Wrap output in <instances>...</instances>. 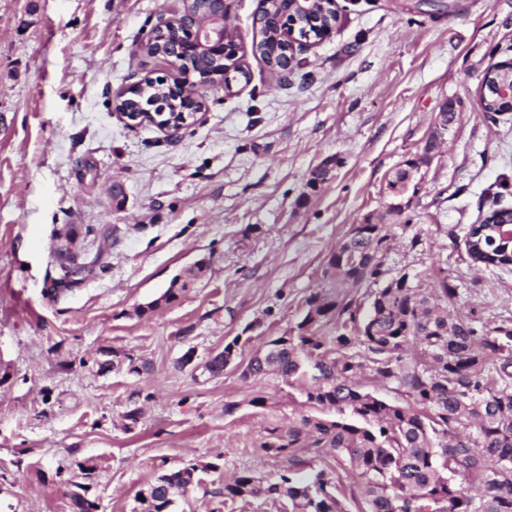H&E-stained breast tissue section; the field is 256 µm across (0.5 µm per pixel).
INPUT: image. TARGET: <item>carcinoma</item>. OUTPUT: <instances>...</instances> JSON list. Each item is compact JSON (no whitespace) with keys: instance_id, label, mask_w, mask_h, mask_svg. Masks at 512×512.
<instances>
[{"instance_id":"1","label":"carcinoma","mask_w":512,"mask_h":512,"mask_svg":"<svg viewBox=\"0 0 512 512\" xmlns=\"http://www.w3.org/2000/svg\"><path fill=\"white\" fill-rule=\"evenodd\" d=\"M261 15L260 40L253 44L272 71L287 57L275 37L271 20L281 6L267 0ZM202 73L224 77L221 56L195 62ZM512 85V68L494 74L487 89V112H507L498 87ZM130 112H181L184 100L160 81L148 80L142 93L115 109ZM474 262L508 267L504 238L469 230ZM389 234L380 227L358 228L350 243L329 258L324 270L354 288L374 287L365 313L353 302L319 291L307 298L308 309L288 333L269 341L250 358L243 377L272 370L299 379L314 371L303 385L305 403L316 413L303 416L283 431H268L260 448L265 455L288 458V467L272 476L242 472L224 483V497L245 500L283 497L291 512H512V322L491 329L472 316L450 309L458 288L448 283L424 291L408 274L391 280L379 254ZM334 326L326 336L322 327ZM210 362V376L224 373L232 353ZM127 361L129 373L140 375L150 364L112 352ZM380 383L399 392L405 402H390L369 390ZM334 411V419L322 416ZM302 448L311 457L336 454V463H349L357 492L342 495L339 478L326 472L312 478L300 475L308 464L296 456ZM195 467L165 470L140 490L137 512H170L178 496L187 494ZM73 512H89L71 479Z\"/></svg>"}]
</instances>
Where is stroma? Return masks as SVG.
<instances>
[{"mask_svg": "<svg viewBox=\"0 0 512 512\" xmlns=\"http://www.w3.org/2000/svg\"><path fill=\"white\" fill-rule=\"evenodd\" d=\"M336 4L332 34L283 80L252 51L257 0H230L244 73L170 137L128 125L114 96L173 76L137 48L182 0H0V512H72L74 481L95 512H135L156 475L189 465L174 512H288L224 496L242 471L282 469L260 444L310 412L300 383L240 367L311 293L368 306V288L324 278L328 257L386 213L389 179L447 101L455 117L380 260L424 289L447 269L457 313L512 321V268L476 264L466 246L471 225L512 207V112L477 104L485 70L512 61V0ZM326 162L330 179L309 188ZM71 224L90 270L64 285L53 247ZM178 275L186 290L148 310ZM243 334L235 364L201 374ZM112 350L149 372H99Z\"/></svg>", "mask_w": 512, "mask_h": 512, "instance_id": "35a3bbf8", "label": "stroma"}]
</instances>
